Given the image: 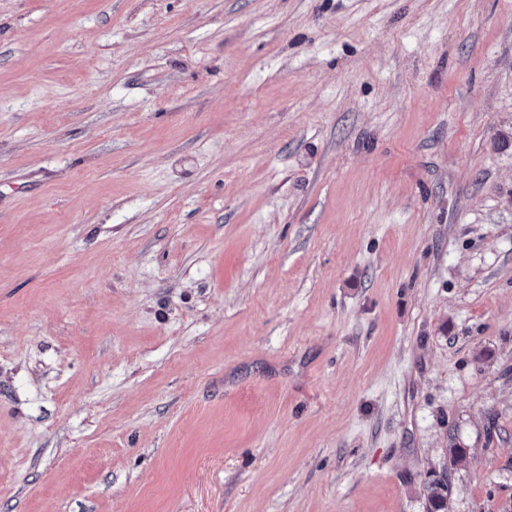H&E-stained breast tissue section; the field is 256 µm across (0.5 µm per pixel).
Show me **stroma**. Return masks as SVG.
<instances>
[{"mask_svg":"<svg viewBox=\"0 0 512 512\" xmlns=\"http://www.w3.org/2000/svg\"><path fill=\"white\" fill-rule=\"evenodd\" d=\"M441 474L512 512V0H0V512Z\"/></svg>","mask_w":512,"mask_h":512,"instance_id":"stroma-1","label":"stroma"}]
</instances>
